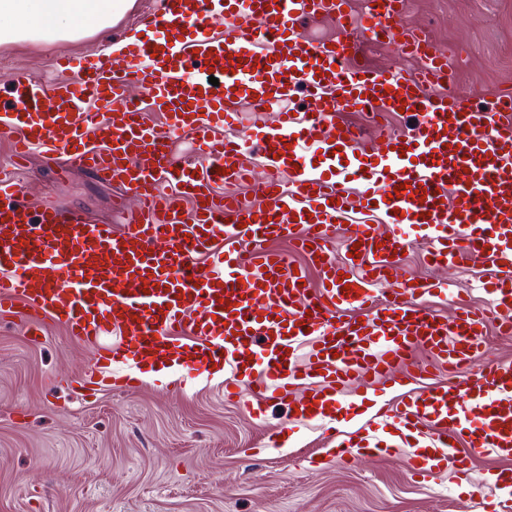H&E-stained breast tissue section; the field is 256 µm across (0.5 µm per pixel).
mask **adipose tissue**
I'll return each instance as SVG.
<instances>
[{
	"label": "adipose tissue",
	"instance_id": "adipose-tissue-1",
	"mask_svg": "<svg viewBox=\"0 0 512 512\" xmlns=\"http://www.w3.org/2000/svg\"><path fill=\"white\" fill-rule=\"evenodd\" d=\"M111 11L112 0H0V40L24 28L87 26Z\"/></svg>",
	"mask_w": 512,
	"mask_h": 512
}]
</instances>
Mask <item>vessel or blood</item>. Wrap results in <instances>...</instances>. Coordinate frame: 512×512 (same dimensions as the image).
<instances>
[{
	"label": "vessel or blood",
	"mask_w": 512,
	"mask_h": 512,
	"mask_svg": "<svg viewBox=\"0 0 512 512\" xmlns=\"http://www.w3.org/2000/svg\"><path fill=\"white\" fill-rule=\"evenodd\" d=\"M404 13L405 0L360 13L351 0H128L95 33L26 35L56 49L69 77L0 74V140L12 144L0 164V322L32 343L52 322L91 345V365L66 380L85 402L136 391L151 372L178 395L220 377L225 400L260 398L254 418L278 402L320 422L350 466L383 449L346 430L341 398L387 381L398 400L367 427L418 441L412 479L450 456L463 474L479 457L512 458V361H478L488 325L512 334V89L486 107L459 97L447 51ZM315 20L334 34L308 32ZM381 32L414 71L356 62L359 39ZM85 40L94 57L60 50ZM398 112L409 132L381 131ZM35 149L120 184L123 227L32 206L17 173ZM406 224L431 266L481 260L487 307L448 281L405 277ZM222 238L231 247L214 250ZM277 239L308 257L320 290L269 250ZM447 294L452 315L420 303ZM343 309L355 317L338 319ZM440 365L447 380L417 387ZM483 499L512 512V470Z\"/></svg>",
	"instance_id": "b4317fda"
}]
</instances>
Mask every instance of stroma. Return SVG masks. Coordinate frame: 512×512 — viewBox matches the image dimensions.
<instances>
[{
  "label": "stroma",
  "mask_w": 512,
  "mask_h": 512,
  "mask_svg": "<svg viewBox=\"0 0 512 512\" xmlns=\"http://www.w3.org/2000/svg\"><path fill=\"white\" fill-rule=\"evenodd\" d=\"M406 19L459 57L458 88L472 102L512 86V0H408ZM22 178L31 199L120 223V186L63 158L33 153ZM403 263L406 276L446 279L485 301L482 263L428 266L419 240ZM47 334L34 345L0 325V512H479L462 481L480 483L505 465L482 457L463 478L448 464L426 484L412 481L400 455L313 469L305 457L326 447L322 426L293 425L274 404L254 420L216 386L176 397L149 385L77 401L53 382L87 368L93 350L56 325ZM275 433L284 444L268 448Z\"/></svg>",
  "instance_id": "obj_1"
}]
</instances>
